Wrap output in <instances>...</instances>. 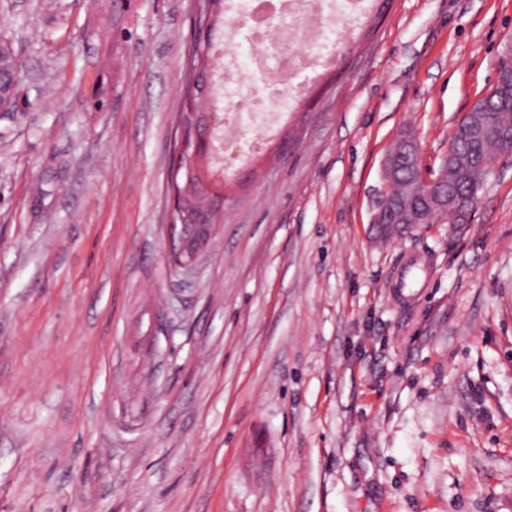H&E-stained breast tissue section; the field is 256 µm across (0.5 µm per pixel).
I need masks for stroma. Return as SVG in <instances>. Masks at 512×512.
I'll return each instance as SVG.
<instances>
[{
    "instance_id": "stroma-1",
    "label": "stroma",
    "mask_w": 512,
    "mask_h": 512,
    "mask_svg": "<svg viewBox=\"0 0 512 512\" xmlns=\"http://www.w3.org/2000/svg\"><path fill=\"white\" fill-rule=\"evenodd\" d=\"M196 0H0V512H512V158L381 240L401 131L437 173L512 0H385L168 251Z\"/></svg>"
}]
</instances>
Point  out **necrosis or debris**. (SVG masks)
Here are the masks:
<instances>
[{"label":"necrosis or debris","instance_id":"4bbe7bcc","mask_svg":"<svg viewBox=\"0 0 512 512\" xmlns=\"http://www.w3.org/2000/svg\"><path fill=\"white\" fill-rule=\"evenodd\" d=\"M369 9V0H225L221 102L237 129L272 134L299 103L301 73L327 67ZM286 77L291 85H283Z\"/></svg>","mask_w":512,"mask_h":512}]
</instances>
